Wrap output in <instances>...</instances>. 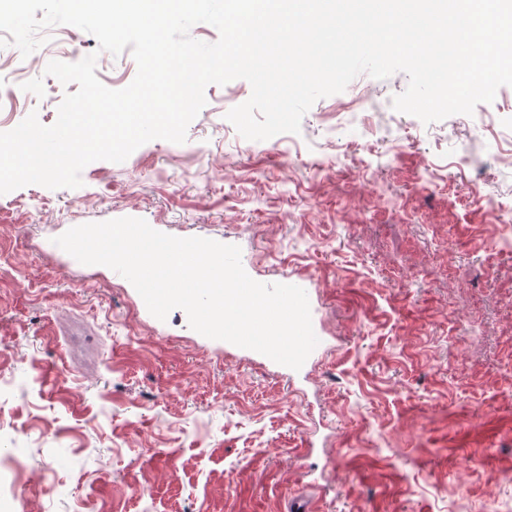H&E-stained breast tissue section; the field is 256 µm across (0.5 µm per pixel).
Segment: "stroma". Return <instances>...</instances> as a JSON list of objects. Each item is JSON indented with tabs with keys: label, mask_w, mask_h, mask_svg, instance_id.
I'll use <instances>...</instances> for the list:
<instances>
[{
	"label": "stroma",
	"mask_w": 512,
	"mask_h": 512,
	"mask_svg": "<svg viewBox=\"0 0 512 512\" xmlns=\"http://www.w3.org/2000/svg\"><path fill=\"white\" fill-rule=\"evenodd\" d=\"M78 46L106 87L134 79L131 52L86 32ZM28 81L0 132L32 113L54 124L78 89L41 65ZM407 86L359 75L273 150L226 118L250 84H212L184 143L92 162L77 189L0 195V453L23 462L17 512H288L314 491L321 512H512V230L488 221L512 208V165L490 153L512 144V86L496 114L473 113L478 152L461 115L395 111ZM121 217L224 237L257 279H306L313 361L287 373L155 326L110 268L56 252L69 225Z\"/></svg>",
	"instance_id": "stroma-1"
}]
</instances>
